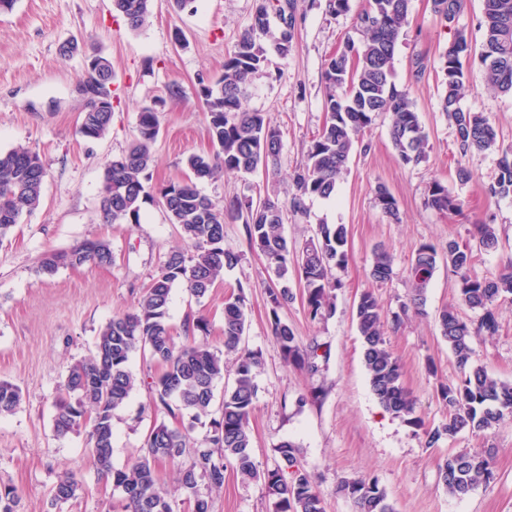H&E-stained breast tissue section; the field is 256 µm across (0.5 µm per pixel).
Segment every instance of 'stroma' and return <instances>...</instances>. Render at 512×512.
I'll return each mask as SVG.
<instances>
[{"label":"stroma","instance_id":"stroma-1","mask_svg":"<svg viewBox=\"0 0 512 512\" xmlns=\"http://www.w3.org/2000/svg\"><path fill=\"white\" fill-rule=\"evenodd\" d=\"M369 0H349L348 12L331 13L328 0H295L298 24L288 56L269 52L264 73L251 87L247 106L265 113L283 132L277 169L251 175L223 173L201 182L202 194L215 201L255 198L283 192L297 164L322 126L323 73L329 55L345 41L362 42L357 16ZM256 0H194L178 10L172 0H153L151 23L130 30L112 0H15L0 12V150L22 145L41 158L45 169L42 206L23 216L11 234L0 240V380L20 388L23 400L0 417V486L16 489L21 512H123L122 497L93 466L87 431L57 436L55 403L69 366L88 355L100 329L113 315L132 310L151 276L171 250L184 248L177 225L158 204L144 203L136 224L105 222L100 210L104 167L128 148L142 107L159 111L160 131L152 146L153 183L185 175L193 154L214 148L197 95L198 78L216 80L224 57L252 21ZM483 0H464L453 24L435 14L432 0H411L408 24L395 53L393 80L409 91L428 141L425 161L403 164L392 145L391 118L382 114L362 134L335 197L314 198L305 216L283 226L288 241L304 244L322 224L347 228L348 263L334 269L340 286L334 311L311 319L301 288L279 310L302 345H320V369L311 374L284 362L270 324L266 285L271 272L263 255L247 243L242 220L224 224V245L240 261L225 271L224 281L204 298L175 285L169 323L182 335L186 315L205 316L210 333L204 341L221 348L224 301L231 293L246 296L245 347L259 352L263 366L256 377L257 398L250 428L253 454L263 468L279 460L281 442L291 441L301 464L313 476L325 512H353L351 501L337 494L344 477L377 478L395 512H512V419L483 433L464 432L438 446L424 443V429L448 419L438 398L440 385L461 379L439 329L442 308L457 299L456 280L439 266L426 292L423 315H408L386 338L402 366V381L417 399L422 426L386 413L374 395L365 371L361 339L354 317L364 290H372L386 314L400 312L408 294L406 268L415 249L433 244L446 253L452 240L468 241L473 224L496 225L498 249L479 252L472 272H497L512 256V196H489L505 148L512 146V96L486 83L478 54L482 33L478 21ZM471 48L465 58L468 93L464 109L489 115L498 131V145L462 153L456 130L440 108L447 72L445 53L457 33ZM75 39L97 47L112 62V126L103 138L82 137L78 128L86 102L76 90L84 71L82 52L59 54L60 45ZM179 84L182 98L170 99L168 88ZM476 177L460 183L457 165ZM441 182L457 197L462 210L445 214L426 205L432 182ZM385 186L398 205L389 218L376 204L378 186ZM109 242L111 265L62 267L50 276L37 268L52 251L83 241ZM387 248L393 257L390 281L370 277L374 252ZM499 331L475 339L476 359L495 376L512 380V299L498 306ZM130 368L138 379L125 406L113 417L112 463L121 468L133 459L151 429L159 424L187 430L203 439L209 418L156 410L149 386L157 368L134 354ZM306 397L298 405V397ZM494 451L495 478L468 494H448L437 477L438 464L461 449ZM81 484L76 498L53 502L51 490L61 471ZM213 512H273L263 485L242 480L227 469L222 489L206 482L197 486Z\"/></svg>","mask_w":512,"mask_h":512}]
</instances>
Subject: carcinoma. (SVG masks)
<instances>
[{
  "mask_svg": "<svg viewBox=\"0 0 512 512\" xmlns=\"http://www.w3.org/2000/svg\"><path fill=\"white\" fill-rule=\"evenodd\" d=\"M434 12L451 24L462 0H433ZM133 31L149 25L152 0H113ZM409 0H370L369 8L357 18L366 39L357 45L348 40L330 56L324 71L326 120L310 141L302 164L295 170L285 197L265 196L232 199L219 204L198 189V183L225 171L253 174L276 166L282 153L283 134L265 113L249 110L244 101L252 78L267 65V42L282 56L291 50L297 16L294 0H259L252 22L232 52L224 58V72L215 82L198 79V94L207 114V132L218 147L212 155L192 154L187 158L189 174L158 186L149 184L154 157L151 146L159 134L156 109L144 107L138 114L135 137L127 151L107 162L103 175L100 209L111 223L138 222L142 204L156 202L170 223L179 227L192 247L190 254H168L145 293L131 312L117 314L100 330L90 354L73 363L56 402L54 431L59 436L90 427L93 463L98 474L121 492L124 512H174L173 501L158 488L157 467L162 462L177 466V481L186 492L206 481L210 487H224L226 463L233 464L243 478L262 483L274 500V512H325L321 493L312 475L300 465L295 445L278 447L281 463L274 468L259 467L252 453L250 417L257 397L256 375L262 366L259 353L241 346L246 329L245 296L240 292L224 302V349L235 354L234 378L224 386L220 415L210 421V430L191 444L189 436L164 423L155 426L134 458L116 468L112 464V418L136 388L137 377L130 370L131 357L141 352L160 366L152 377L151 390L157 406L172 413L186 412L194 420L211 414L214 387L224 378L221 353L195 341L196 334L208 335L209 324L202 317H188L183 324L185 341L178 345L168 322L172 288L183 283L197 299L205 297L223 280L240 256L224 246V219H243L247 240L258 250L276 276L268 287L272 329L276 345L288 364L310 373L319 371L318 348L302 347L278 309L293 299L289 283L296 279L307 312L315 320L333 311V292L339 283L332 269L348 262L347 229L343 224H320L315 236L300 248L288 245L283 235L285 212H306L307 201L329 198L347 171L356 136L374 118L391 114L390 136L400 161L418 165L425 159L427 132L406 91L393 82L396 46L408 23ZM280 19L272 31L270 15ZM481 50L494 53V61H482L487 83L495 90L512 94V0H484ZM451 75L444 81L441 109L455 126L462 154L485 151L497 145V129L481 112L461 107L467 76L461 56L448 61ZM112 79V64L95 53L82 80L102 83ZM111 102L87 101L79 133L100 139L112 125ZM46 171L40 157L24 146L0 151V239L6 237L21 217L36 210L42 201ZM493 196H512V155L505 152L498 163V175L490 185ZM376 203L388 217L397 216V204L383 186L376 191ZM427 206L441 213H458L461 202L448 188L435 181L429 186ZM473 242L448 241L445 263L457 282L460 305L476 313L467 321L457 307L439 313L441 336L448 342L462 379L456 386H442L439 399L448 409V422L424 431L425 446L435 447L442 439L464 431H488L512 417V382L502 380L474 358L473 342L498 333V301L512 296V258L498 272L478 278L471 274L475 253L498 247L493 224H476ZM112 262L109 244L86 241L69 250L52 251L39 265V273L52 275L64 266ZM439 263L436 248L419 245L411 258L406 277L410 293L401 313L392 317L397 328L408 312L424 314L426 291ZM393 273V258L385 248L374 254L370 277L385 283ZM357 330L362 340L363 363L373 393L383 409L412 424L419 422L412 393L403 385L402 367L387 346L383 308L371 290L361 293L355 307ZM22 400L20 389L0 380V415L13 412ZM438 478L449 494L462 496L480 483L494 478L493 453L460 450L438 464ZM80 484L64 470L52 491V500L66 502L76 497ZM337 492L349 499L355 512H394L387 494L375 478H345ZM19 496L12 488H0V512H16Z\"/></svg>",
  "mask_w": 512,
  "mask_h": 512,
  "instance_id": "cac0c4a2",
  "label": "carcinoma"
}]
</instances>
